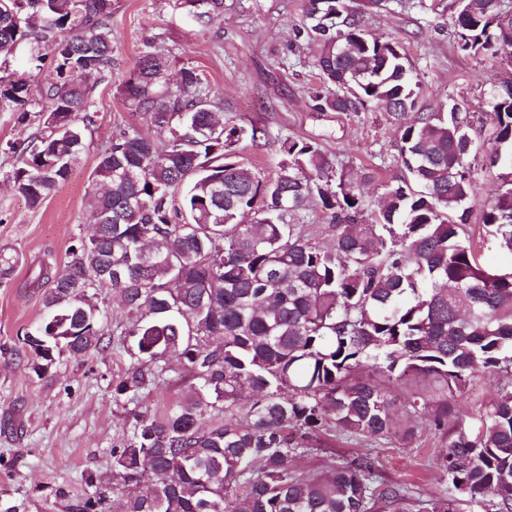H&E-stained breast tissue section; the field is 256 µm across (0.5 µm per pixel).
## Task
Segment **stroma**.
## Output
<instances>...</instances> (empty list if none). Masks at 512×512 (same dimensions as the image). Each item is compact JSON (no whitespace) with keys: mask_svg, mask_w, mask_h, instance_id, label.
Returning a JSON list of instances; mask_svg holds the SVG:
<instances>
[{"mask_svg":"<svg viewBox=\"0 0 512 512\" xmlns=\"http://www.w3.org/2000/svg\"><path fill=\"white\" fill-rule=\"evenodd\" d=\"M305 0H224L222 14L210 23L197 19L186 0H112L114 69L98 81L89 113L95 123L85 149L68 179L58 184L39 209L18 195L9 175L16 164L8 145L22 132L34 131L38 118L0 112V253L15 260L0 277V512H72L89 493L87 477L112 481L113 448L130 434L138 412L161 414L189 391L188 372L169 359L164 382L144 390L138 403L115 394L133 359L121 334L129 320L111 292L96 302L108 313L104 349L82 355L61 353L44 377L27 368L25 332L45 318L42 267L59 268L71 245L89 237L86 199L90 176L113 133L125 128L162 141L166 132L130 111L118 90L123 75L145 48L175 56L196 67L226 123L255 124L265 132L260 145L242 140L239 160L261 176H275L279 146L289 137L315 143L336 170L357 174L371 169L374 183L363 194L364 221L378 214L385 190L406 177L399 162L396 126L380 112L319 110L317 95L328 94L314 66L317 44L301 29ZM456 0H387L364 12L363 25L375 38L397 42L421 86L419 109L438 112L450 103L474 114L476 143L489 145L484 121L489 91L512 79L503 57L462 51L454 20ZM477 193L468 208V229L481 241V259L494 266L512 264L484 238L481 215L498 184L499 171L474 163ZM443 440L420 428L410 443L392 440L375 445L383 477L439 491L436 460Z\"/></svg>","mask_w":512,"mask_h":512,"instance_id":"obj_1","label":"stroma"}]
</instances>
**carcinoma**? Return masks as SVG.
<instances>
[{
  "mask_svg": "<svg viewBox=\"0 0 512 512\" xmlns=\"http://www.w3.org/2000/svg\"><path fill=\"white\" fill-rule=\"evenodd\" d=\"M209 22L223 0H192ZM111 0H0V112L26 118L31 74L9 68L30 42L53 56L39 84L37 132L10 149L13 188L39 208L67 180L85 146L91 75L112 72ZM315 67L337 91L319 109L384 112L400 131L411 180L387 190L360 224V179L336 172L320 149L288 138L275 177L236 160L262 129L226 124L198 70L168 78L169 55L147 50L125 73L127 106L168 133L113 135L92 173L94 233L63 268L39 277L48 316L24 334L41 377L62 350L100 348L108 288L137 314L121 330L136 364L115 389L127 400L163 379L176 356L193 383L166 413H139L112 449L119 482L99 484L75 512H512V388L489 398L473 425L455 398L481 373L512 369V268L481 264L467 232L476 180L470 112H420L419 82L396 43L370 38L344 0H307ZM461 50L512 57V9L458 0ZM489 166L506 171L482 214L512 257V83L491 92ZM316 204L334 220L329 248L293 216ZM422 424L445 440L429 499L380 481L362 453L318 472L296 468L322 437L406 443Z\"/></svg>",
  "mask_w": 512,
  "mask_h": 512,
  "instance_id": "cac0c4a2",
  "label": "carcinoma"
}]
</instances>
